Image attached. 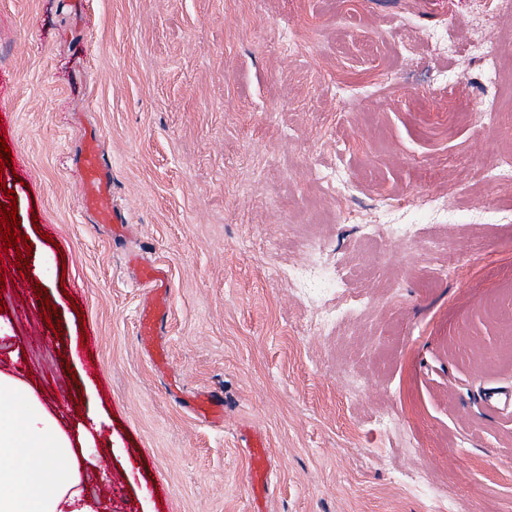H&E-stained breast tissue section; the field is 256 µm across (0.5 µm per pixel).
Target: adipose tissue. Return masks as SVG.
<instances>
[{
	"mask_svg": "<svg viewBox=\"0 0 512 512\" xmlns=\"http://www.w3.org/2000/svg\"><path fill=\"white\" fill-rule=\"evenodd\" d=\"M94 439L69 435L29 388L0 372V512H94L80 459Z\"/></svg>",
	"mask_w": 512,
	"mask_h": 512,
	"instance_id": "1",
	"label": "adipose tissue"
}]
</instances>
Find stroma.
I'll list each match as a JSON object with an SVG mask.
<instances>
[{
  "instance_id": "stroma-1",
  "label": "stroma",
  "mask_w": 512,
  "mask_h": 512,
  "mask_svg": "<svg viewBox=\"0 0 512 512\" xmlns=\"http://www.w3.org/2000/svg\"><path fill=\"white\" fill-rule=\"evenodd\" d=\"M473 24L469 0H0V138L26 164L21 180L0 172V202L15 192L26 280L62 322L27 342L9 289L21 276L1 258L0 371L61 428L94 432L81 488L95 512H429L417 474L460 512H512V413L479 400L512 386V308L487 311L512 287V223L469 219L476 190L512 211L480 175L512 134V98L486 78ZM421 32L450 34L454 53ZM456 77L471 117L452 126L436 108ZM91 134L122 236L75 190ZM314 167L348 182L369 222L389 192L450 195L447 216L415 223L448 251L365 245ZM313 241L368 294L357 322L320 334L279 274ZM139 260L166 276L150 345ZM73 279L83 301L65 295ZM84 333L93 374L72 356ZM67 376L72 418L50 400ZM203 395L221 418L198 411ZM249 432L267 448L258 500Z\"/></svg>"
}]
</instances>
